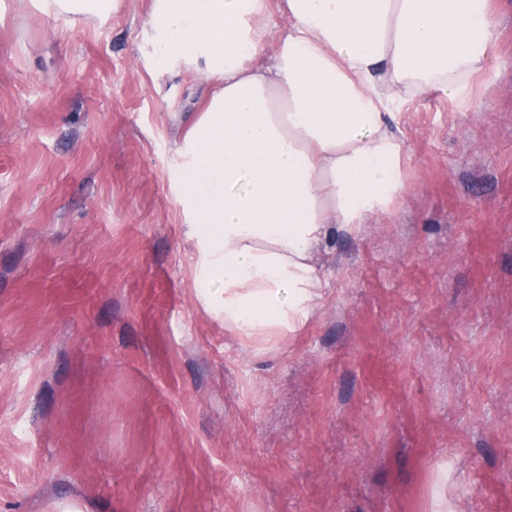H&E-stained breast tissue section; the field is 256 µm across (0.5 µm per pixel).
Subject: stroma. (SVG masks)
<instances>
[{
  "label": "stroma",
  "instance_id": "35a3bbf8",
  "mask_svg": "<svg viewBox=\"0 0 512 512\" xmlns=\"http://www.w3.org/2000/svg\"><path fill=\"white\" fill-rule=\"evenodd\" d=\"M146 0H0V512H512V0L481 111L399 116L410 190L255 350L197 303ZM92 267L90 310L23 284ZM34 9L44 15L71 21L90 20L106 23L117 10L119 0H30Z\"/></svg>",
  "mask_w": 512,
  "mask_h": 512
}]
</instances>
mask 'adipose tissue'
Segmentation results:
<instances>
[{"label":"adipose tissue","mask_w":512,"mask_h":512,"mask_svg":"<svg viewBox=\"0 0 512 512\" xmlns=\"http://www.w3.org/2000/svg\"><path fill=\"white\" fill-rule=\"evenodd\" d=\"M30 2L100 24L119 4ZM277 14L288 24L271 47ZM145 30L154 82L207 87L174 113L171 141L195 296L257 345L314 310L322 247L408 194L397 112L431 91L472 109L500 39L497 0H149Z\"/></svg>","instance_id":"1"}]
</instances>
